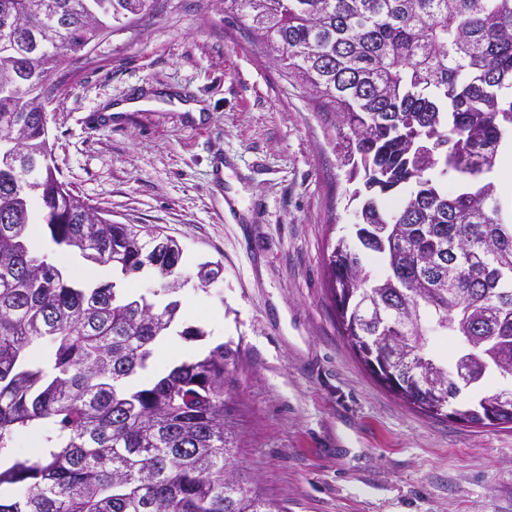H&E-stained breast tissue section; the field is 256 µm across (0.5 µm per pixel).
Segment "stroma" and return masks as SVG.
Instances as JSON below:
<instances>
[{
  "instance_id": "obj_1",
  "label": "stroma",
  "mask_w": 512,
  "mask_h": 512,
  "mask_svg": "<svg viewBox=\"0 0 512 512\" xmlns=\"http://www.w3.org/2000/svg\"><path fill=\"white\" fill-rule=\"evenodd\" d=\"M137 85L152 109L88 122ZM202 104L182 111L179 97ZM57 176L116 224L159 228L182 271L221 261L223 279L180 292L181 326L159 340L139 386L188 359L236 348L224 399L237 479L285 512H512V428L420 412L366 370L341 334L328 257L354 221L336 129L224 0H158L131 27L66 53L45 94ZM224 166L216 184L215 162ZM38 251L86 284L111 269L64 253L44 225Z\"/></svg>"
}]
</instances>
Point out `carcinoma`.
<instances>
[{
    "label": "carcinoma",
    "instance_id": "carcinoma-1",
    "mask_svg": "<svg viewBox=\"0 0 512 512\" xmlns=\"http://www.w3.org/2000/svg\"><path fill=\"white\" fill-rule=\"evenodd\" d=\"M156 0H0V46L21 35L40 57L0 53V137L46 159L24 178L0 173V452L38 434V452L0 469V512H282L228 468L226 367L218 344L136 390L180 307L87 286L30 244L32 201L59 248L136 274L147 258L172 296V247L158 228L114 224L56 175L33 102L55 58L123 29ZM334 117L340 165L359 181L356 245L329 256L337 319L368 369L386 362L406 404L474 425L512 424V399L466 403L431 338L451 337L480 384L512 372V224L487 174L512 129V0H225ZM453 174L464 188L448 192ZM385 273L373 277L362 254Z\"/></svg>",
    "mask_w": 512,
    "mask_h": 512
}]
</instances>
